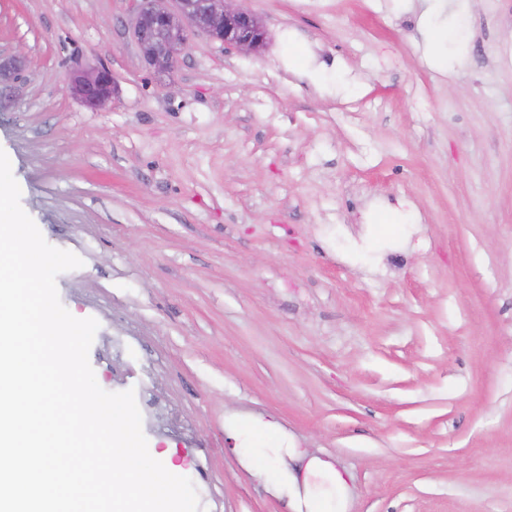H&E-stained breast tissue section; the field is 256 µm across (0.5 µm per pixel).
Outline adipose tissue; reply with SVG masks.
Returning <instances> with one entry per match:
<instances>
[{
    "label": "adipose tissue",
    "instance_id": "adipose-tissue-1",
    "mask_svg": "<svg viewBox=\"0 0 512 512\" xmlns=\"http://www.w3.org/2000/svg\"><path fill=\"white\" fill-rule=\"evenodd\" d=\"M241 464L271 493L287 498L292 512H345L348 475L332 462L310 459L305 478L290 465L298 458L294 448H242Z\"/></svg>",
    "mask_w": 512,
    "mask_h": 512
}]
</instances>
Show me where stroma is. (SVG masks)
Returning a JSON list of instances; mask_svg holds the SVG:
<instances>
[{
  "mask_svg": "<svg viewBox=\"0 0 512 512\" xmlns=\"http://www.w3.org/2000/svg\"><path fill=\"white\" fill-rule=\"evenodd\" d=\"M243 5L262 50L194 32L158 77L133 0H0V149L83 262L98 384L200 512H289L249 424L347 471V512H512V0ZM115 80L107 66L74 72L72 89L88 106H106L114 95Z\"/></svg>",
  "mask_w": 512,
  "mask_h": 512,
  "instance_id": "35a3bbf8",
  "label": "stroma"
}]
</instances>
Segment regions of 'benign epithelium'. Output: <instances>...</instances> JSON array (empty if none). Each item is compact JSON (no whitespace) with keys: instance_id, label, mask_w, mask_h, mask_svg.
Segmentation results:
<instances>
[{"instance_id":"benign-epithelium-1","label":"benign epithelium","mask_w":512,"mask_h":512,"mask_svg":"<svg viewBox=\"0 0 512 512\" xmlns=\"http://www.w3.org/2000/svg\"><path fill=\"white\" fill-rule=\"evenodd\" d=\"M129 30L143 61L158 74L179 63L190 30L246 52L259 51L267 39L260 18L240 0H140ZM72 89L88 106L100 108L112 100L115 80L112 71L102 65L74 72Z\"/></svg>"}]
</instances>
